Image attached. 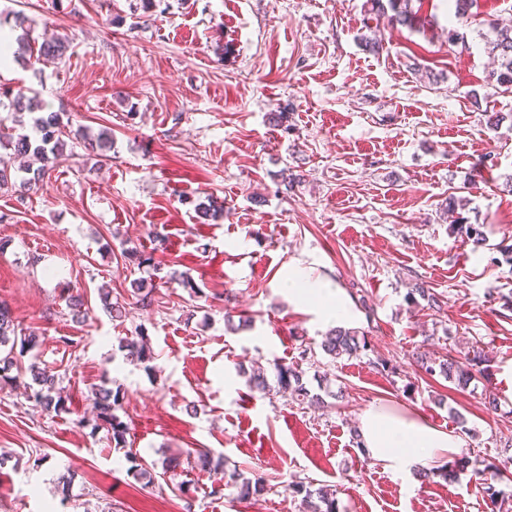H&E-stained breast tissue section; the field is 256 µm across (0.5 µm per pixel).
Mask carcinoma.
<instances>
[{
	"label": "carcinoma",
	"instance_id": "1",
	"mask_svg": "<svg viewBox=\"0 0 512 512\" xmlns=\"http://www.w3.org/2000/svg\"><path fill=\"white\" fill-rule=\"evenodd\" d=\"M393 15L388 17V22H396L401 25L412 23L415 12L413 0H388ZM492 36L486 38V49L489 54L497 58L499 70L492 74L495 78V88L504 89L512 93V20H494L490 22ZM67 51V46L55 39L41 43L37 48H29L36 60H55L61 58ZM9 112L17 115L14 122L18 126H24L23 113L30 114L39 111V106L33 103L32 98L19 90L11 96L7 105ZM33 128L36 135L15 132V127L7 128L0 119V145L12 150V153L21 157H30L33 163L23 170V175L11 171L7 167L0 168V190H9L17 194L22 201L26 196L36 192L43 183L48 172L74 156V148L81 147L87 155L96 157H108L112 151L114 140L112 136L103 131L97 135H91L78 127L73 129L62 121L61 113L48 112L33 118ZM456 233L471 244L480 248L486 245V237L481 230V225L466 224L464 218L459 217L454 224ZM156 288L151 282L137 278L131 282L130 297L134 303L143 307L153 304V291ZM101 303L112 319L118 320L126 316V302L111 301L110 292L101 291L99 294ZM421 298L427 302L430 309L443 310V300L439 295L432 293L423 285L416 283L408 289L407 299L410 301ZM38 345V336L32 331L26 333L15 323L12 312L7 304L0 303V348H6L5 355H0V383H16L17 379L30 377V382L24 383V388L31 391V402L50 413H59L66 410L65 399L54 394L56 379L51 370L40 366L37 358H32L25 364L22 358ZM431 342L424 340L423 350L416 356L417 370L424 376H441L448 382L456 385L461 390H466L472 384L482 385V399L485 406L497 409L499 396L496 387L493 386L488 375L489 358L484 350V345L479 340H474L464 352L449 347L445 355H438L429 348ZM323 352L333 359L357 357L368 351L369 342L367 334L356 328L337 327L330 330L320 344ZM120 348L126 351V359L136 364H146L154 359V351L148 345L144 330H136L131 336L122 338ZM16 370L13 376L8 375L11 370ZM276 371V385H271L262 368H257L249 376L250 390L264 396L278 390L286 392L300 404L320 407L325 405L321 396L312 394L303 381L302 371L286 363L274 364ZM120 390H112L109 387V379L103 378L101 383L92 392L95 420L92 424L91 434L103 430L117 447H124L127 443V435L130 426L117 414L121 408ZM131 467L128 469L131 476L146 486L153 485L157 481V472L154 466L142 462L139 458L130 457ZM469 458L463 456L448 466V470L436 472L432 469L421 470L419 475L428 478L439 475L445 480H451L457 476V471L467 468ZM482 477L483 493L486 495L485 505L488 512H512V502L501 497L500 492L493 486L495 482H504V471L497 464H490L485 469L477 472ZM288 490L294 494L303 496L308 506V512H340L336 493L333 490L321 486L312 489L302 482H293L288 485Z\"/></svg>",
	"mask_w": 512,
	"mask_h": 512
}]
</instances>
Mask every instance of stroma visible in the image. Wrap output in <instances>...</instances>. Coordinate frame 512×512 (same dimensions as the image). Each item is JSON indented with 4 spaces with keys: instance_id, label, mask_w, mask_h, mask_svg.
I'll return each instance as SVG.
<instances>
[{
    "instance_id": "35a3bbf8",
    "label": "stroma",
    "mask_w": 512,
    "mask_h": 512,
    "mask_svg": "<svg viewBox=\"0 0 512 512\" xmlns=\"http://www.w3.org/2000/svg\"><path fill=\"white\" fill-rule=\"evenodd\" d=\"M414 9L401 26L366 0H156L148 14L139 0H0V30L70 44L55 62L1 65L0 86L110 132L116 150L105 162L75 155L25 201L0 191L11 216L0 223V300L38 334L69 406L48 414L24 387L0 388V512H303L287 489L295 479L335 489L340 512H485L474 470L423 482L351 439L379 405L449 433L463 416L461 451L480 463H502L512 438V93L491 86L484 42L512 0H479L466 21L449 17L448 0ZM370 32L380 53L361 44ZM452 33L468 52L449 51ZM225 43L233 53L221 60ZM282 109L286 131L268 119ZM452 195L466 198L462 214L483 225L486 246L453 234ZM211 197L224 211L199 222L195 206ZM131 249L189 273L201 295L163 284L153 306L112 320L98 290L127 298L140 275L124 258ZM292 266L342 289L343 325L365 330L370 351L323 353L325 317L279 288ZM421 281L443 311L407 300ZM76 291L81 321L66 301ZM228 312L250 328L227 332ZM140 326L156 354L150 374L119 349ZM427 336L440 354L481 340L497 409L479 391L418 376ZM277 362L296 365L327 407L251 392L246 371L270 375ZM105 376L123 394L122 448L85 426ZM198 448L223 459V496L193 459ZM132 453L179 458L190 495L136 483ZM258 475L263 491L239 498Z\"/></svg>"
}]
</instances>
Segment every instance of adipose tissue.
<instances>
[{"label":"adipose tissue","instance_id":"adipose-tissue-1","mask_svg":"<svg viewBox=\"0 0 512 512\" xmlns=\"http://www.w3.org/2000/svg\"><path fill=\"white\" fill-rule=\"evenodd\" d=\"M282 286L289 298L297 303L306 304L317 298L328 306L331 317L341 320L349 314L341 292L332 290L328 282L311 278L306 268L289 270ZM358 431L366 452L373 460L404 475L451 460L460 453L458 436L414 417L393 415L380 406L364 412Z\"/></svg>","mask_w":512,"mask_h":512}]
</instances>
